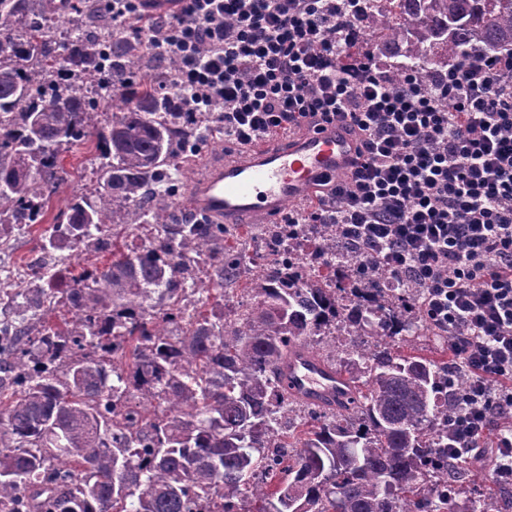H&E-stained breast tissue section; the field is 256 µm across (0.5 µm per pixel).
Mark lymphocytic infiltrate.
<instances>
[{
  "instance_id": "lymphocytic-infiltrate-1",
  "label": "lymphocytic infiltrate",
  "mask_w": 512,
  "mask_h": 512,
  "mask_svg": "<svg viewBox=\"0 0 512 512\" xmlns=\"http://www.w3.org/2000/svg\"><path fill=\"white\" fill-rule=\"evenodd\" d=\"M363 0H185L142 46L177 58L175 90L248 146L347 123L361 159L287 224H333L409 279L469 374L449 456L512 487V57L468 59L431 80L377 69Z\"/></svg>"
}]
</instances>
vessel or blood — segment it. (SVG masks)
I'll return each instance as SVG.
<instances>
[{
    "label": "vessel or blood",
    "mask_w": 512,
    "mask_h": 512,
    "mask_svg": "<svg viewBox=\"0 0 512 512\" xmlns=\"http://www.w3.org/2000/svg\"><path fill=\"white\" fill-rule=\"evenodd\" d=\"M355 161V143L341 123L286 141H262L212 164L190 187L188 205L222 224L272 222L289 203L316 196L326 179ZM282 371L288 391L308 402L334 406L349 395L348 375L307 353L290 356Z\"/></svg>",
    "instance_id": "1"
}]
</instances>
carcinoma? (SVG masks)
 Masks as SVG:
<instances>
[{"mask_svg":"<svg viewBox=\"0 0 512 512\" xmlns=\"http://www.w3.org/2000/svg\"><path fill=\"white\" fill-rule=\"evenodd\" d=\"M365 18L395 75L421 78L462 58L512 55V0H392L396 22ZM45 0H0V218L42 216L65 177V147L96 139L94 197L75 194L41 234L51 271L38 295L71 317L0 328V512H490L448 481V367L392 354L419 316L408 280L387 292L383 276L341 247L334 224L312 232L324 274L301 277L284 261L251 288L256 303L236 321L224 306L193 314L187 288L224 293L235 276L224 225L175 224L169 172L175 129L196 122L182 95L161 96L138 78L135 58L111 51L114 31L83 0L85 26L58 45ZM107 68L117 81L88 109L86 82ZM153 224L156 243L77 275L58 267L62 244L79 249L108 226ZM204 255L213 282L187 284L184 266ZM353 336L340 365L361 384L335 409L318 407L293 445L283 440L296 408L279 365L317 345L336 322Z\"/></svg>","mask_w":512,"mask_h":512,"instance_id":"carcinoma-1","label":"carcinoma"}]
</instances>
